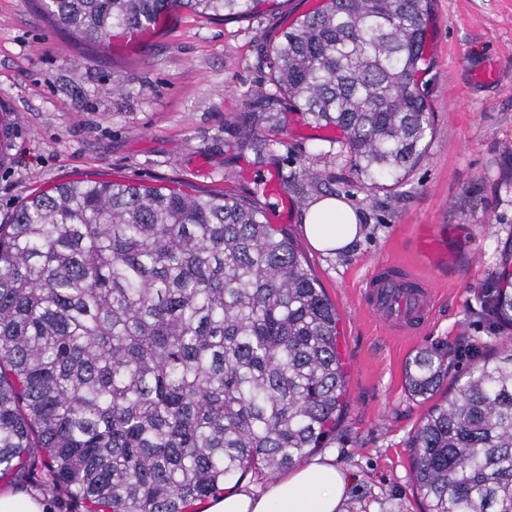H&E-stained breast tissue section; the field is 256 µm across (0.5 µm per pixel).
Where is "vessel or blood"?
<instances>
[{
	"label": "vessel or blood",
	"mask_w": 512,
	"mask_h": 512,
	"mask_svg": "<svg viewBox=\"0 0 512 512\" xmlns=\"http://www.w3.org/2000/svg\"><path fill=\"white\" fill-rule=\"evenodd\" d=\"M367 288L370 306L383 319L404 326L427 320L429 285L411 270L396 265L379 267Z\"/></svg>",
	"instance_id": "1"
}]
</instances>
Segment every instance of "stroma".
I'll return each instance as SVG.
<instances>
[{
  "mask_svg": "<svg viewBox=\"0 0 512 512\" xmlns=\"http://www.w3.org/2000/svg\"><path fill=\"white\" fill-rule=\"evenodd\" d=\"M321 0H271L243 19L179 9L139 37L79 41L37 0H0V224L20 202L77 178L179 186L255 199L286 229L336 307L349 406L325 453L349 471L348 512H426L412 485L409 440L428 411L408 394L404 366L423 348L447 352L449 377L469 344L495 348L485 307L512 252V0H433L432 64L419 77L435 113L427 157L402 184L361 185L336 130L307 124L280 100L257 116L277 145L264 168L237 140L251 101L273 92L259 49ZM493 68L491 79L478 72ZM320 173L299 180L302 168ZM274 176L290 202L263 194ZM328 193L360 215L362 237L335 256L316 252L302 212ZM399 261L437 286L428 321L411 333L383 325L363 302L372 270Z\"/></svg>",
  "mask_w": 512,
  "mask_h": 512,
  "instance_id": "1",
  "label": "stroma"
}]
</instances>
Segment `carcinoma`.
<instances>
[{
  "mask_svg": "<svg viewBox=\"0 0 512 512\" xmlns=\"http://www.w3.org/2000/svg\"><path fill=\"white\" fill-rule=\"evenodd\" d=\"M96 44L184 8L246 18L263 0H42ZM430 0H324L262 53L275 92L342 138L359 181L398 185L434 113ZM259 167L272 140L241 141ZM488 315L512 328V291ZM336 308L295 239L255 200L73 180L0 224V480L42 474L84 512H196L248 472L273 475L336 435L348 406ZM446 356L419 351L430 399ZM427 512H512V346L474 358L409 444Z\"/></svg>",
  "mask_w": 512,
  "mask_h": 512,
  "instance_id": "1",
  "label": "carcinoma"
}]
</instances>
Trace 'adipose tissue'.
<instances>
[{
  "instance_id": "ef3b65f1",
  "label": "adipose tissue",
  "mask_w": 512,
  "mask_h": 512,
  "mask_svg": "<svg viewBox=\"0 0 512 512\" xmlns=\"http://www.w3.org/2000/svg\"><path fill=\"white\" fill-rule=\"evenodd\" d=\"M302 224L309 245L326 255L347 250L361 237L357 213L334 195L311 201ZM351 480L348 471L337 467L334 456H318L266 484L226 487L204 512H345Z\"/></svg>"
}]
</instances>
